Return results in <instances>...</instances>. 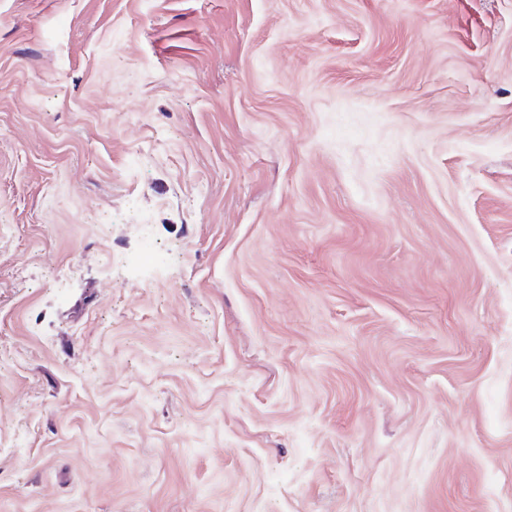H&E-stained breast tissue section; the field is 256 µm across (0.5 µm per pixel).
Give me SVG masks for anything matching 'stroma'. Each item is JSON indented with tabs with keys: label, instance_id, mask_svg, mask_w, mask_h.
<instances>
[{
	"label": "stroma",
	"instance_id": "1",
	"mask_svg": "<svg viewBox=\"0 0 512 512\" xmlns=\"http://www.w3.org/2000/svg\"><path fill=\"white\" fill-rule=\"evenodd\" d=\"M0 512H512V0H0Z\"/></svg>",
	"mask_w": 512,
	"mask_h": 512
}]
</instances>
